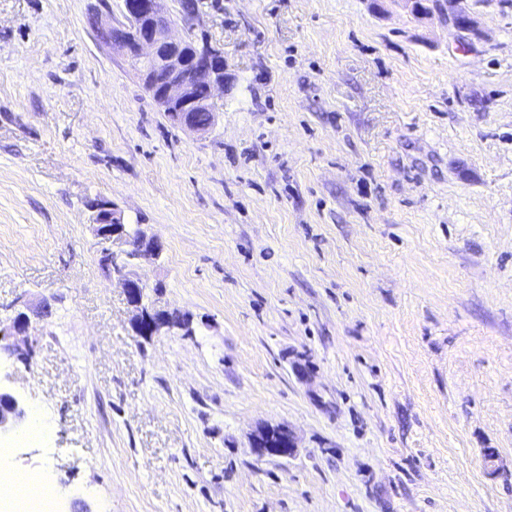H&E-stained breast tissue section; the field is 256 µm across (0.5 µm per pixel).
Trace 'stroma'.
<instances>
[{
  "instance_id": "stroma-1",
  "label": "stroma",
  "mask_w": 512,
  "mask_h": 512,
  "mask_svg": "<svg viewBox=\"0 0 512 512\" xmlns=\"http://www.w3.org/2000/svg\"><path fill=\"white\" fill-rule=\"evenodd\" d=\"M230 87L171 123L99 20L0 0V383L63 512H512V0H195ZM192 321L136 335L91 205ZM288 429L297 451L258 458ZM406 2H412L414 10L419 13L428 14L433 9L438 11V7L442 9V12L447 11L448 6V18L459 29L465 30L473 36H479L480 32L477 26V22L471 16L469 10L463 6L465 1L463 0H432L429 1L431 4L425 6L422 0H411ZM444 2V3H442ZM28 316L25 312H18L13 318L12 323L6 327L0 329L1 336H22V339L11 345V353L18 358H23L29 353V343H28ZM0 336V342H1ZM253 448L259 458H288L296 449L291 433L285 428H270L256 434Z\"/></svg>"
}]
</instances>
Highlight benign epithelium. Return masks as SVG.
<instances>
[{
  "instance_id": "1",
  "label": "benign epithelium",
  "mask_w": 512,
  "mask_h": 512,
  "mask_svg": "<svg viewBox=\"0 0 512 512\" xmlns=\"http://www.w3.org/2000/svg\"><path fill=\"white\" fill-rule=\"evenodd\" d=\"M414 10L428 14L436 8L448 10V18L459 29L474 36L480 35L477 22L463 0H411ZM124 24L106 21L99 26L104 42L132 57L140 80L155 102L175 124L195 133L207 127L196 122L195 112H213L215 92L224 90V52L210 45H199L190 34L193 28L195 7L182 4L181 22L189 34L176 37L172 34L174 20L167 7V0H123ZM136 32L133 47L126 46V34ZM206 86L207 95L194 94V85ZM98 213L93 222L96 237L107 244L105 254L110 273L121 278L130 303L140 309L135 328L149 319L150 311L142 307L144 285L130 276L128 268L140 256H156L160 245L153 239L139 235L133 244L124 235L121 213L107 202L97 204ZM28 316L20 311L12 323L0 329L1 336H19L21 340L11 345V353L23 358L29 353ZM28 418L26 405L11 391L0 385V433L16 431ZM253 448L259 458H287L296 449L291 433L285 428H270L255 435Z\"/></svg>"
}]
</instances>
